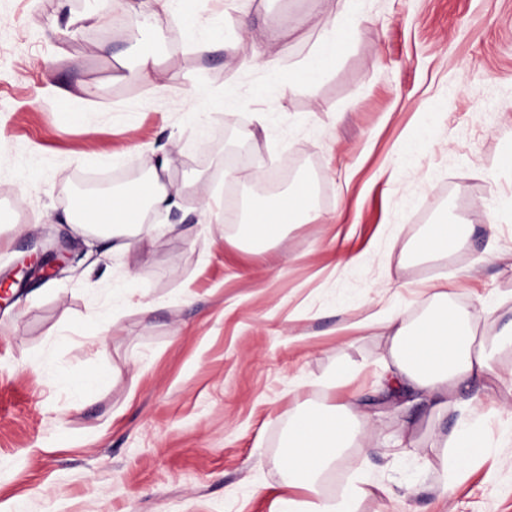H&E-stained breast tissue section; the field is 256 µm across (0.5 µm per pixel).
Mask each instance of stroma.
Wrapping results in <instances>:
<instances>
[{"mask_svg": "<svg viewBox=\"0 0 512 512\" xmlns=\"http://www.w3.org/2000/svg\"><path fill=\"white\" fill-rule=\"evenodd\" d=\"M123 2L0 0V512H274L288 417L333 402L340 363L383 445L349 454L392 490L360 512H512V444L442 495L424 405L378 382L384 338L340 329L387 297L417 318L428 279L471 310L512 293V0H358L357 40L312 86L293 68L346 0H174L149 30ZM244 16L255 41L285 30L281 71L244 64ZM137 41L166 89L139 80ZM164 155L177 205L136 248L77 224L89 184ZM259 176L307 184L318 218L257 253L203 205L247 216ZM448 218L468 248L418 253ZM52 250L77 260L47 279Z\"/></svg>", "mask_w": 512, "mask_h": 512, "instance_id": "obj_1", "label": "stroma"}]
</instances>
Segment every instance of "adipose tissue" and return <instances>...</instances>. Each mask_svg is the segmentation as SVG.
<instances>
[{
  "label": "adipose tissue",
  "instance_id": "obj_1",
  "mask_svg": "<svg viewBox=\"0 0 512 512\" xmlns=\"http://www.w3.org/2000/svg\"><path fill=\"white\" fill-rule=\"evenodd\" d=\"M358 26V16L352 9L327 22L316 47L299 65V77L309 83L321 81L339 48L356 38ZM169 166L168 157L159 158L145 178L114 193L107 208L86 207L84 222L102 234H139L138 220L144 206L168 210L176 205L164 181ZM315 217L309 192L300 188L274 204L254 208L243 232L262 242L279 238L288 224L308 223ZM429 299L428 310L416 322H407L395 304L386 303L363 308L358 320L341 324L340 329L369 330L386 337L389 347L384 379L388 394L404 390L424 403L432 416L441 419L454 415L450 433L439 437L447 450L443 462L453 476L469 469L488 449L485 415L478 411L473 398L467 397V389L494 376L512 391V370L498 371L492 359L493 351L512 347V319H505L497 304L477 315L449 305L444 290L432 291ZM480 320L500 325L501 330L479 345L474 329ZM370 419L355 394L341 395L328 407L300 405L288 418L281 460L288 475L287 490L277 499L275 512H359L362 501L371 493L368 480L353 479L334 494L324 492L323 480L345 460L348 449L369 446Z\"/></svg>",
  "mask_w": 512,
  "mask_h": 512
}]
</instances>
